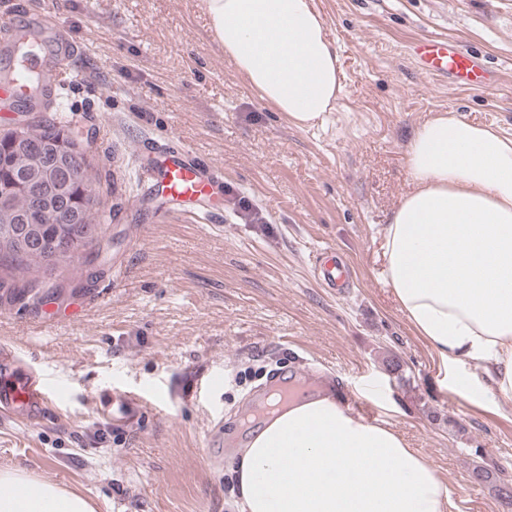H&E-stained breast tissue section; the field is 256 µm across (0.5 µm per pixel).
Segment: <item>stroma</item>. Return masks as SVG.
Wrapping results in <instances>:
<instances>
[{"instance_id":"stroma-1","label":"stroma","mask_w":512,"mask_h":512,"mask_svg":"<svg viewBox=\"0 0 512 512\" xmlns=\"http://www.w3.org/2000/svg\"><path fill=\"white\" fill-rule=\"evenodd\" d=\"M343 90L313 128L262 102L200 0H0L18 23H63L78 52L57 97L0 109V131L55 118L89 147L102 226L82 262L7 276L58 301H0V341L58 391L30 421L0 420V468L77 491L95 512H234L230 442L272 371L308 366L389 422L452 492L450 512H512V400L478 406L380 280V231L411 190L407 145L441 112L512 138V0H316ZM445 39L491 71L486 88L430 77L414 42ZM224 174L204 208L167 215L143 194L150 142ZM335 247L354 288L309 263ZM141 390L138 420L100 412ZM491 470L481 482L474 467Z\"/></svg>"}]
</instances>
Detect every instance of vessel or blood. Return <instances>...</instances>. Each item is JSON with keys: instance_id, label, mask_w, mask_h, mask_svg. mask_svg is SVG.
Masks as SVG:
<instances>
[{"instance_id": "1", "label": "vessel or blood", "mask_w": 512, "mask_h": 512, "mask_svg": "<svg viewBox=\"0 0 512 512\" xmlns=\"http://www.w3.org/2000/svg\"><path fill=\"white\" fill-rule=\"evenodd\" d=\"M414 54L419 68L426 74L452 77L470 85L482 82L474 59L444 40H425L417 44ZM72 50L58 44L40 48L26 59L16 62L9 80L0 83V95L24 103L32 94L31 76L48 79L66 75ZM149 153L157 161L143 172V182L151 195L165 198L171 210H180L187 200L205 195L208 188L221 180L222 174L212 166L201 164L185 147L167 143L150 145ZM316 266L323 283L330 288H345L350 282V270L338 260L334 247L326 246L316 253ZM54 403L43 374L23 366L15 352L0 346V414L24 410L36 416ZM145 404L142 393L124 391L113 395L103 414L117 421L135 419Z\"/></svg>"}]
</instances>
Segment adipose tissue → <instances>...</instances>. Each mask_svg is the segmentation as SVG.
<instances>
[{
  "instance_id": "obj_1",
  "label": "adipose tissue",
  "mask_w": 512,
  "mask_h": 512,
  "mask_svg": "<svg viewBox=\"0 0 512 512\" xmlns=\"http://www.w3.org/2000/svg\"><path fill=\"white\" fill-rule=\"evenodd\" d=\"M260 100L320 122L343 70L315 0H203ZM414 189L382 228L380 277L452 387L512 399V138L439 115L410 140ZM480 370L472 377L470 368ZM239 512H446L451 491L390 426L318 393L276 408L236 465ZM0 512H94L83 495L0 471Z\"/></svg>"
}]
</instances>
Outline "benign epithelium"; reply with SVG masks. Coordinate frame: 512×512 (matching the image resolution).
<instances>
[{
  "mask_svg": "<svg viewBox=\"0 0 512 512\" xmlns=\"http://www.w3.org/2000/svg\"><path fill=\"white\" fill-rule=\"evenodd\" d=\"M30 123H19L12 128L17 149L16 163L19 168L20 180L12 187L0 189V200L7 199L17 189L23 190L31 200V209L27 216L21 217L5 207L0 210V218L10 224H27L33 221L39 224H75L78 222L77 213L69 212L61 204V199L68 196L71 174L74 172L75 162L73 150L67 141L75 139L74 133L66 128L54 141L53 163L45 162L42 154L35 151L33 141L27 132ZM28 249H47L56 254H62L68 249V235H57L46 243L22 233Z\"/></svg>",
  "mask_w": 512,
  "mask_h": 512,
  "instance_id": "benign-epithelium-1",
  "label": "benign epithelium"
}]
</instances>
